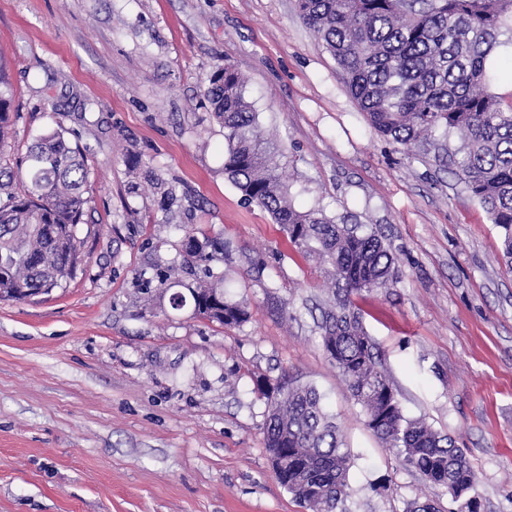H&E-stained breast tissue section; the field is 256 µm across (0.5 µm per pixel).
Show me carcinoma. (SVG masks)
Masks as SVG:
<instances>
[{"instance_id":"carcinoma-1","label":"carcinoma","mask_w":512,"mask_h":512,"mask_svg":"<svg viewBox=\"0 0 512 512\" xmlns=\"http://www.w3.org/2000/svg\"><path fill=\"white\" fill-rule=\"evenodd\" d=\"M303 20L336 60L369 124L412 151L432 134L459 136L452 173L501 227V259L512 269V101L488 89L486 62L512 34V0H296ZM224 126V175L244 200L267 211L296 248L331 266L333 303L322 312L324 349L364 412L365 424L433 486L467 499L474 469L455 440L402 413L381 353L353 295L393 282L394 256L381 236L338 224L320 209H299L273 163L278 144L260 135L257 113L233 65L213 71L206 91ZM11 94L0 68V141L11 128ZM19 180L0 179V299L26 301L60 288L84 260L85 154L62 132L42 134L22 160ZM191 259L220 261L216 244L188 236ZM196 316L226 327L246 306L224 287L190 289ZM269 401L264 442L277 481L309 512H348L350 457L320 392L309 384L257 383Z\"/></svg>"}]
</instances>
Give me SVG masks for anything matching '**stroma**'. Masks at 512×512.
<instances>
[{
    "mask_svg": "<svg viewBox=\"0 0 512 512\" xmlns=\"http://www.w3.org/2000/svg\"><path fill=\"white\" fill-rule=\"evenodd\" d=\"M242 75L295 205L376 231L395 283L355 299L405 415L470 459L480 512H512V271L503 231L433 156L365 121L295 0H0L16 115L0 170L61 126L88 159L84 262L0 301V512H305L275 479L257 380L315 385L352 457L349 512L450 506L365 425L312 308L326 266L224 175L206 96ZM173 192L161 205L144 177ZM224 245L188 260L187 234ZM226 283L227 328L174 293Z\"/></svg>",
    "mask_w": 512,
    "mask_h": 512,
    "instance_id": "1",
    "label": "stroma"
}]
</instances>
